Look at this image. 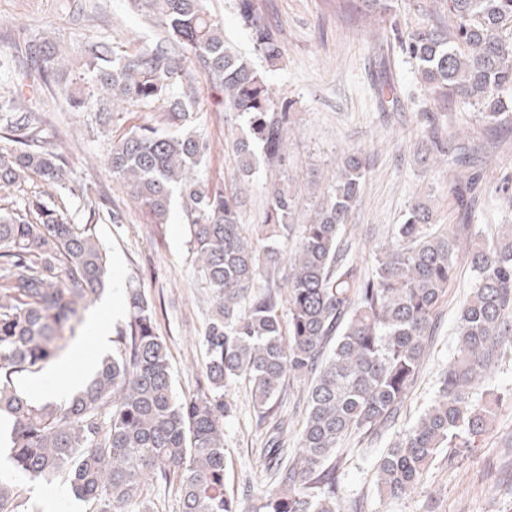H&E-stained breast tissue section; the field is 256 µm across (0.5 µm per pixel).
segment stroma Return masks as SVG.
Listing matches in <instances>:
<instances>
[{
    "mask_svg": "<svg viewBox=\"0 0 512 512\" xmlns=\"http://www.w3.org/2000/svg\"><path fill=\"white\" fill-rule=\"evenodd\" d=\"M108 4L100 20L87 22L79 19L73 0H0V51L14 52L15 33L22 28L32 36L64 38L75 64L87 38L108 31L114 42L124 44L144 33L146 20L128 12L124 0ZM207 8L222 22L225 39L265 74L276 97L296 114L284 177L297 191V223L313 214L341 153L360 149L370 155L372 168L345 234L358 258H366L369 242L385 240L393 225L403 222L416 195L430 200L438 223L470 224L488 239L512 224V189L502 188L512 182V128L484 123L469 103L441 100L424 86L414 61L401 48L402 35L421 25L447 29L446 0H390L387 12L373 14L363 12L359 0H257L261 17L278 31L282 43L284 56L273 71L255 51L234 0H209ZM388 83L395 88V99L382 95ZM31 105L45 113L50 143L69 147L77 184L110 196L121 211L122 223L103 218L94 226L108 257L105 294L121 297L128 286L141 288L155 308L157 331L167 341L176 393L192 395L203 382L206 355L197 339L204 333L212 297L195 270L187 220L177 205L169 223H147L105 161L111 140L131 125L159 120V111L127 112L111 130L89 134L84 117L66 105L45 95ZM196 125L213 150L208 176L232 186L236 158L231 142L240 132L235 118L215 110L205 93ZM433 132L452 138L469 157L470 173L479 177L469 207H461L448 191L458 171L454 160L434 167L417 160L418 143ZM471 288V273L461 267L396 430L410 426L431 397L437 375L455 349L457 310ZM90 310L98 316L104 339H91L82 324L75 343L97 360L114 348L128 309L98 300ZM229 399L233 411L224 421L225 488L247 510L276 484L262 452L269 425L259 421L245 385H237ZM384 446L381 440L355 437L344 442L335 459L342 505L360 502L362 512H505L512 506V399L502 402L478 448L455 458L440 451L418 488L399 499L377 492L374 462Z\"/></svg>",
    "mask_w": 512,
    "mask_h": 512,
    "instance_id": "stroma-1",
    "label": "stroma"
}]
</instances>
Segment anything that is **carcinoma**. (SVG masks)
<instances>
[{"mask_svg": "<svg viewBox=\"0 0 512 512\" xmlns=\"http://www.w3.org/2000/svg\"><path fill=\"white\" fill-rule=\"evenodd\" d=\"M449 31H410L403 50L428 89L459 98L491 125L512 123V0H447ZM158 36L120 50L109 37L85 43L82 77L65 81L67 56L51 39L22 36L20 55H0V191L38 175L47 196L16 197L0 206V414L13 422L11 458L27 479L65 478L86 512H150L144 487L177 486L179 512H241L224 488V419L229 394L248 385L254 409L269 417L287 388L307 385L308 413L293 455L278 432L265 454L288 465L277 489L252 512H343L330 459L351 436L391 428L414 386L438 309L465 261L473 274L457 314L456 349L442 368L429 405L399 432L376 463L377 489L387 498L415 490L442 448H474L490 430L502 400L491 368L500 347H512V224L484 240L470 224H436L416 196L390 241L369 251L365 268L350 256L342 229L357 206L371 159L343 152L335 176L309 221L294 225L296 198L284 184L266 186L260 241L243 236L241 190L207 176L211 143L186 128L198 114L196 76L222 93L220 105L241 122L233 143L238 176L288 168V103L265 76L224 42L223 23L205 0H127ZM254 49L275 68L277 32L256 0H236ZM46 93L72 112L107 127L133 107L163 108L161 122L132 126L112 141L107 163L153 224L169 221L182 199L196 270L214 307L200 338L205 386L176 396L166 340L141 289L126 291L129 320L118 346L68 402L31 399L14 383L60 357L82 312L105 284L106 254L92 233L102 214L121 221L103 195L76 191L65 152L48 148L46 121L28 108ZM451 143L427 139L419 162H441ZM471 179L449 191L468 204ZM0 512H34L24 487L0 479Z\"/></svg>", "mask_w": 512, "mask_h": 512, "instance_id": "carcinoma-1", "label": "carcinoma"}]
</instances>
